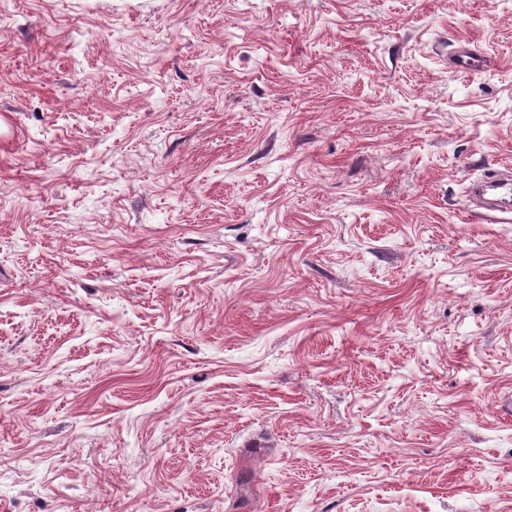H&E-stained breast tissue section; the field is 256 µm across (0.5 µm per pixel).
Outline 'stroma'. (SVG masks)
<instances>
[{"instance_id":"35a3bbf8","label":"stroma","mask_w":512,"mask_h":512,"mask_svg":"<svg viewBox=\"0 0 512 512\" xmlns=\"http://www.w3.org/2000/svg\"><path fill=\"white\" fill-rule=\"evenodd\" d=\"M501 166L512 0H0V512H512ZM453 63L456 68L464 73L476 74L484 69L486 60L483 56L462 46L458 50ZM511 171H489L481 177L470 181L468 186V198L473 207H478L476 200L481 196V192L486 187L499 189L504 197L503 202L498 209L486 208L488 210L498 211L501 214L512 213V178Z\"/></svg>"}]
</instances>
